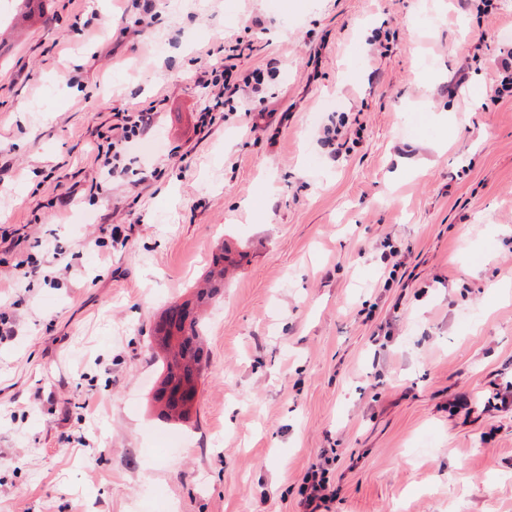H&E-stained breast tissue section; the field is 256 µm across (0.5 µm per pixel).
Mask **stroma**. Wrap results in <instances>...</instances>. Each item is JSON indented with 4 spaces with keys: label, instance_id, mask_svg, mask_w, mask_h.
<instances>
[{
    "label": "stroma",
    "instance_id": "1",
    "mask_svg": "<svg viewBox=\"0 0 512 512\" xmlns=\"http://www.w3.org/2000/svg\"><path fill=\"white\" fill-rule=\"evenodd\" d=\"M237 40L261 90L196 134ZM509 50L512 0H0V512H300L329 448V512H512ZM148 106L103 183L113 114ZM224 244L172 427L154 325ZM57 247L70 272L14 280ZM231 251L223 246L220 253L213 262V269L210 270L205 282V287L200 289L199 297L209 298V295L218 293L224 287V262L234 263V259L230 257Z\"/></svg>",
    "mask_w": 512,
    "mask_h": 512
}]
</instances>
